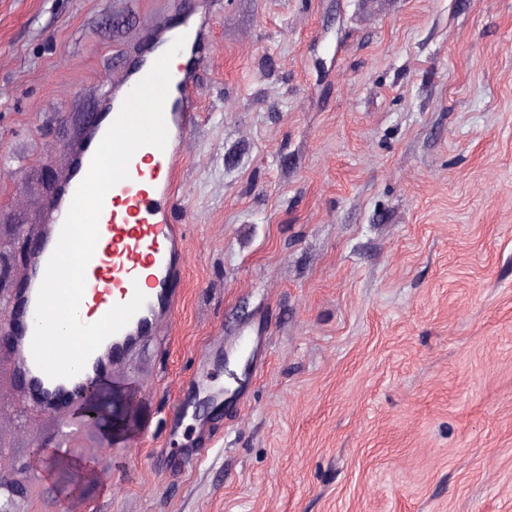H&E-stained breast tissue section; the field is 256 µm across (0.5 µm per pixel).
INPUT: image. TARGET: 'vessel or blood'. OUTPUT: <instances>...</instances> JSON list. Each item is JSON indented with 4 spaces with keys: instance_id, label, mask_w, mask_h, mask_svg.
Returning a JSON list of instances; mask_svg holds the SVG:
<instances>
[{
    "instance_id": "b4317fda",
    "label": "vessel or blood",
    "mask_w": 512,
    "mask_h": 512,
    "mask_svg": "<svg viewBox=\"0 0 512 512\" xmlns=\"http://www.w3.org/2000/svg\"><path fill=\"white\" fill-rule=\"evenodd\" d=\"M180 37L185 43L170 63L164 106L166 147L137 150L129 163L128 179L107 193L99 239L85 272L79 318L95 322L138 292L145 303L88 358L84 369L69 379L48 377L34 361L31 342L38 291L76 188L123 101L153 66V58L128 70L114 86L105 117L91 124L75 146L77 166L58 178L61 194L48 200L43 223L26 231L31 246L25 262L15 271L17 286L10 292L11 303L25 307L24 325L11 340L0 342V403L9 409L23 407L24 415L13 416V423L45 426L56 441L67 439L80 421L78 386L124 379L131 355L171 323L180 299L176 283L185 270L188 250L187 227L175 216L176 186L197 122L196 75L206 58L200 46L207 41L201 25L189 15L182 24L159 33L156 56L163 55Z\"/></svg>"
}]
</instances>
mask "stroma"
<instances>
[{
  "label": "stroma",
  "mask_w": 512,
  "mask_h": 512,
  "mask_svg": "<svg viewBox=\"0 0 512 512\" xmlns=\"http://www.w3.org/2000/svg\"><path fill=\"white\" fill-rule=\"evenodd\" d=\"M189 3L174 323L104 387L111 436L0 435L11 512H512V0H0V219L40 223L55 119ZM204 362L230 397L167 438ZM76 459L112 485L62 489Z\"/></svg>",
  "instance_id": "stroma-1"
}]
</instances>
